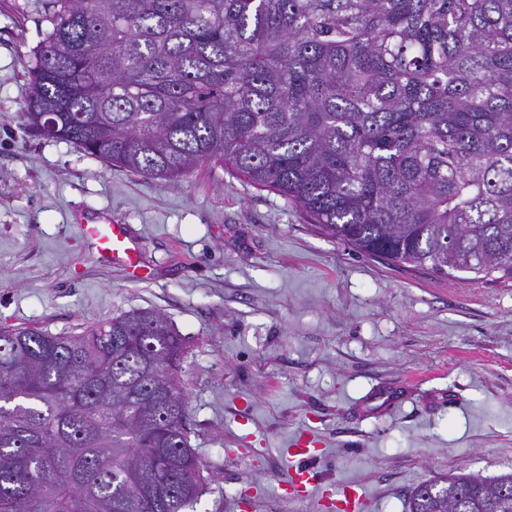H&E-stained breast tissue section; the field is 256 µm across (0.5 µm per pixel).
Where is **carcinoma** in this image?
<instances>
[{
	"label": "carcinoma",
	"mask_w": 512,
	"mask_h": 512,
	"mask_svg": "<svg viewBox=\"0 0 512 512\" xmlns=\"http://www.w3.org/2000/svg\"><path fill=\"white\" fill-rule=\"evenodd\" d=\"M26 117L177 184L220 163L356 252L512 279V0H51ZM153 309L0 327V512H186L204 490ZM409 512H512V472Z\"/></svg>",
	"instance_id": "obj_1"
}]
</instances>
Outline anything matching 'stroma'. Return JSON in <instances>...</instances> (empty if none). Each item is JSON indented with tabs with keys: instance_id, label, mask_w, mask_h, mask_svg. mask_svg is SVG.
I'll list each match as a JSON object with an SVG mask.
<instances>
[{
	"instance_id": "stroma-1",
	"label": "stroma",
	"mask_w": 512,
	"mask_h": 512,
	"mask_svg": "<svg viewBox=\"0 0 512 512\" xmlns=\"http://www.w3.org/2000/svg\"><path fill=\"white\" fill-rule=\"evenodd\" d=\"M49 10L0 0V324L168 317L207 479L191 512H322L284 490L302 432L322 483H361L370 512H408L441 474L512 471V280L363 256L220 164L165 185L40 136L25 113ZM94 214L129 225L148 279L93 256Z\"/></svg>"
}]
</instances>
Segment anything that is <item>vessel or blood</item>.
<instances>
[{
  "label": "vessel or blood",
  "instance_id": "vessel-or-blood-1",
  "mask_svg": "<svg viewBox=\"0 0 512 512\" xmlns=\"http://www.w3.org/2000/svg\"><path fill=\"white\" fill-rule=\"evenodd\" d=\"M80 231L83 238L94 245L99 258L124 268L132 276H139V247L128 225L113 223L111 218L105 216H96L81 219ZM318 453L317 444L309 434H301L291 441L285 450L288 459L294 462L290 469L288 494L305 498L312 492H319L324 512H368L370 499L359 484H346L336 495L326 490L317 491V478L306 467L305 461Z\"/></svg>",
  "mask_w": 512,
  "mask_h": 512
}]
</instances>
